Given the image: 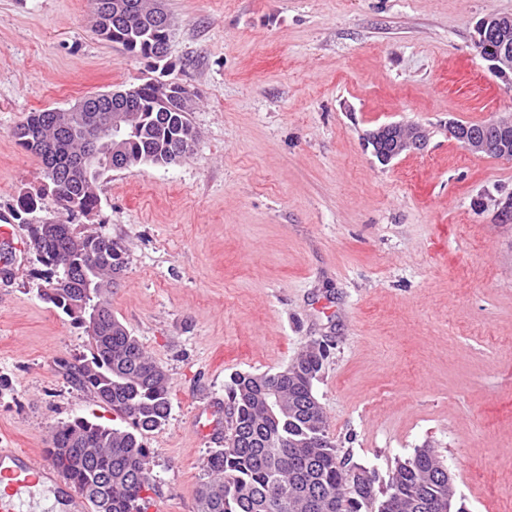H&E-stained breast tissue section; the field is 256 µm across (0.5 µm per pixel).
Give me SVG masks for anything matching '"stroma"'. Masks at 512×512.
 Masks as SVG:
<instances>
[{"mask_svg": "<svg viewBox=\"0 0 512 512\" xmlns=\"http://www.w3.org/2000/svg\"><path fill=\"white\" fill-rule=\"evenodd\" d=\"M163 73L189 87L197 140L167 166L112 170L77 228L126 263L112 313L167 371L147 434L148 512H198L206 415L237 372H274L313 340L314 393L340 454L388 476L442 455L468 512H512V160L473 154L452 121L512 116V76L476 25L512 0H164ZM92 0H0V214L42 181L13 132L30 113L142 83L149 60L92 30ZM413 125L423 150L366 145ZM0 236V439L45 448L53 426L114 414L62 362L89 337L37 296L27 225ZM394 125H385L370 133L368 140L375 147V155L382 164L390 163L404 151L422 150L425 139L416 127L409 129L406 135L396 134Z\"/></svg>", "mask_w": 512, "mask_h": 512, "instance_id": "35a3bbf8", "label": "stroma"}]
</instances>
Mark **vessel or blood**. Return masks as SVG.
<instances>
[{
    "label": "vessel or blood",
    "mask_w": 512,
    "mask_h": 512,
    "mask_svg": "<svg viewBox=\"0 0 512 512\" xmlns=\"http://www.w3.org/2000/svg\"><path fill=\"white\" fill-rule=\"evenodd\" d=\"M6 487L0 492V512H23L22 505L32 486L51 484L54 492L52 512H88L86 496L74 481L59 471L49 460L47 449L28 451L22 448H0V481Z\"/></svg>",
    "instance_id": "obj_1"
}]
</instances>
